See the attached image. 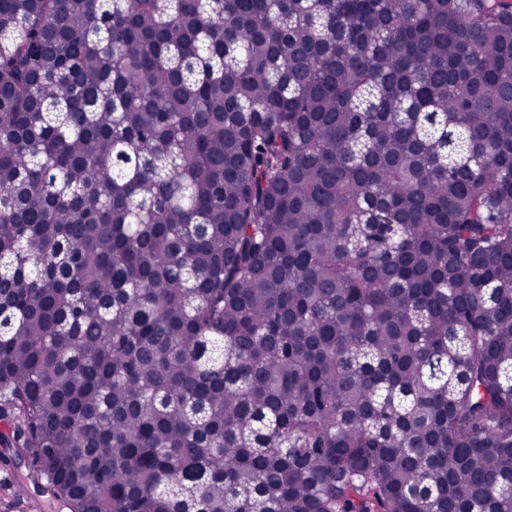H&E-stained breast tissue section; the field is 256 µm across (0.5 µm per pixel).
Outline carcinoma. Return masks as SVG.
Listing matches in <instances>:
<instances>
[{"label":"carcinoma","mask_w":512,"mask_h":512,"mask_svg":"<svg viewBox=\"0 0 512 512\" xmlns=\"http://www.w3.org/2000/svg\"><path fill=\"white\" fill-rule=\"evenodd\" d=\"M0 422L68 512H512V0H0Z\"/></svg>","instance_id":"cac0c4a2"}]
</instances>
